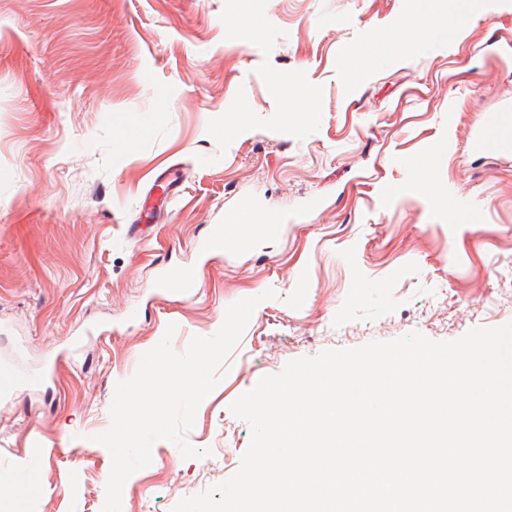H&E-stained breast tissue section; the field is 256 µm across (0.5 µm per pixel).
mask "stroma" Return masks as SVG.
I'll list each match as a JSON object with an SVG mask.
<instances>
[{
  "mask_svg": "<svg viewBox=\"0 0 512 512\" xmlns=\"http://www.w3.org/2000/svg\"><path fill=\"white\" fill-rule=\"evenodd\" d=\"M410 6L0 0V372L16 379L0 471L32 475L22 512H102L112 457L93 437L117 383L162 339L181 354L213 336L238 300L261 302L187 434L210 456L155 442L122 512H171L232 477L251 427L229 406L289 361L512 322V144L465 148L478 124L512 125V0H467L458 31L404 50ZM425 159L448 205L420 190ZM246 207L279 235L238 226L223 251L199 247ZM183 267L196 296L153 290Z\"/></svg>",
  "mask_w": 512,
  "mask_h": 512,
  "instance_id": "stroma-1",
  "label": "stroma"
}]
</instances>
